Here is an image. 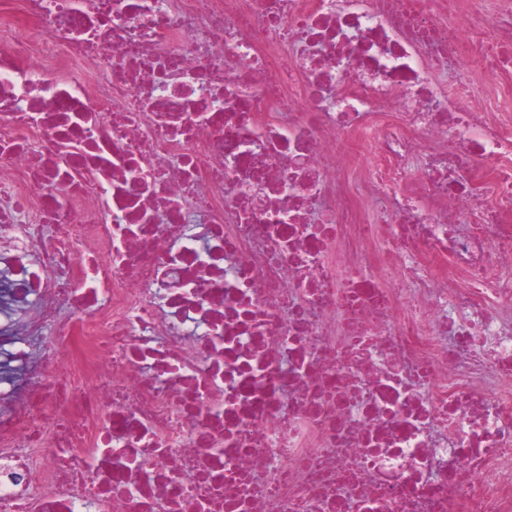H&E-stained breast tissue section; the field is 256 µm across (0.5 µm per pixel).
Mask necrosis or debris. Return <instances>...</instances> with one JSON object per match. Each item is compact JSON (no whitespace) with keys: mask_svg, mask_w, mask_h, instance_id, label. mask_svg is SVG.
<instances>
[{"mask_svg":"<svg viewBox=\"0 0 512 512\" xmlns=\"http://www.w3.org/2000/svg\"><path fill=\"white\" fill-rule=\"evenodd\" d=\"M0 512H512V0H0Z\"/></svg>","mask_w":512,"mask_h":512,"instance_id":"1","label":"necrosis or debris"}]
</instances>
